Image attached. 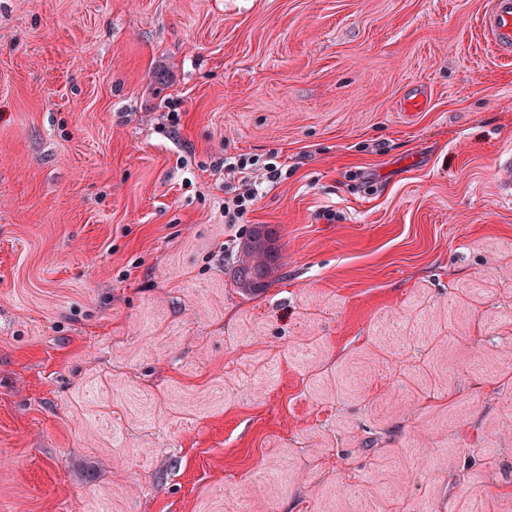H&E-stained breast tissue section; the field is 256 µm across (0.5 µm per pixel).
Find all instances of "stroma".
<instances>
[{
    "instance_id": "stroma-1",
    "label": "stroma",
    "mask_w": 512,
    "mask_h": 512,
    "mask_svg": "<svg viewBox=\"0 0 512 512\" xmlns=\"http://www.w3.org/2000/svg\"><path fill=\"white\" fill-rule=\"evenodd\" d=\"M489 5L0 0V512H512ZM223 168L227 175H239L238 186L224 185V221L228 224L239 223V219L256 204L258 186L264 181L277 182L282 177L283 170L276 161L260 160L257 156L245 154L224 158L220 173ZM254 230H250L238 244L236 261L232 267V275H238V278L234 279L237 287L250 293H257L269 288L275 280L273 279L275 272L284 266L279 246H271L273 244L271 242L269 244L252 242L256 235ZM245 239L246 241H244ZM243 277L251 279L252 283L245 282ZM254 281L257 284H254Z\"/></svg>"
}]
</instances>
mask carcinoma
Returning <instances> with one entry per match:
<instances>
[{"label": "carcinoma", "instance_id": "carcinoma-1", "mask_svg": "<svg viewBox=\"0 0 512 512\" xmlns=\"http://www.w3.org/2000/svg\"><path fill=\"white\" fill-rule=\"evenodd\" d=\"M255 232L246 236L243 245L237 247V257L232 273L237 287L246 292L257 293L270 287L275 272L284 266L280 248L268 243L254 241Z\"/></svg>", "mask_w": 512, "mask_h": 512}]
</instances>
